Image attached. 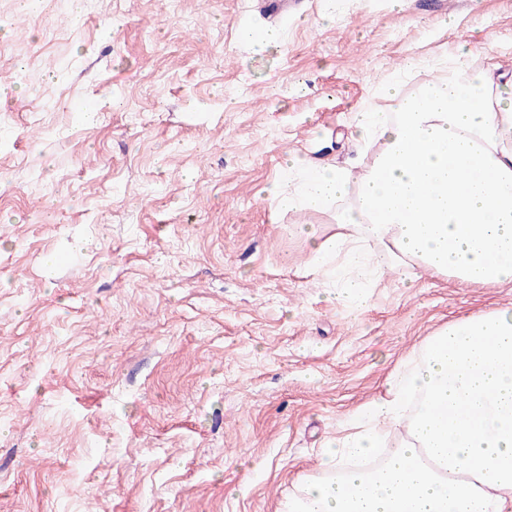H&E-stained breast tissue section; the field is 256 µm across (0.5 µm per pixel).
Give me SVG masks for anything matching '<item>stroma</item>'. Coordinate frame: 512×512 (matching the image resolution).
<instances>
[{
  "label": "stroma",
  "mask_w": 512,
  "mask_h": 512,
  "mask_svg": "<svg viewBox=\"0 0 512 512\" xmlns=\"http://www.w3.org/2000/svg\"><path fill=\"white\" fill-rule=\"evenodd\" d=\"M0 0V512H280L349 414L512 283L405 268L329 298L265 189L356 158L387 80L512 77V0ZM96 109L95 123L83 105Z\"/></svg>",
  "instance_id": "obj_1"
}]
</instances>
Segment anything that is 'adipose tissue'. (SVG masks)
I'll return each instance as SVG.
<instances>
[{"mask_svg": "<svg viewBox=\"0 0 512 512\" xmlns=\"http://www.w3.org/2000/svg\"><path fill=\"white\" fill-rule=\"evenodd\" d=\"M379 96L387 111L364 104L350 121L370 156L364 173L311 161L277 196L289 211L338 204L335 237L297 227L336 279L333 300L363 312L372 280L410 263L465 284L512 283V80L471 69L461 51L418 98L395 81ZM348 424L282 512H512V309L448 324Z\"/></svg>", "mask_w": 512, "mask_h": 512, "instance_id": "1", "label": "adipose tissue"}]
</instances>
